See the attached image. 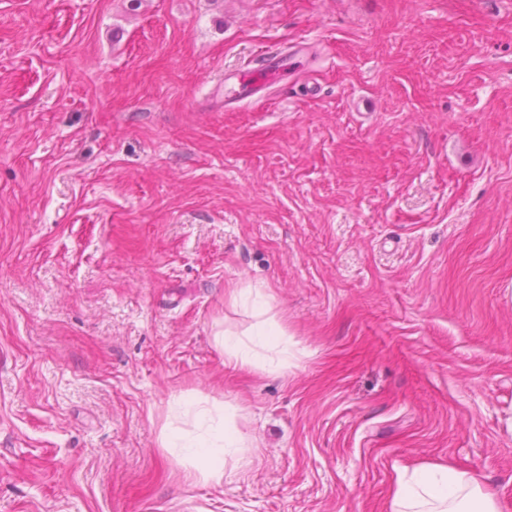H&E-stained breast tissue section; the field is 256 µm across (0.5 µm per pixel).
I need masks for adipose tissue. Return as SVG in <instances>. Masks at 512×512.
I'll return each instance as SVG.
<instances>
[{
	"label": "adipose tissue",
	"mask_w": 512,
	"mask_h": 512,
	"mask_svg": "<svg viewBox=\"0 0 512 512\" xmlns=\"http://www.w3.org/2000/svg\"><path fill=\"white\" fill-rule=\"evenodd\" d=\"M233 304L244 306L250 319L241 331L215 336L224 361L239 368L280 371L288 366V335L263 288H233ZM173 423L163 427L160 445L176 459L187 478L222 484L227 459L244 462L249 443L222 403L192 394L174 395L169 403ZM390 512H499L497 491L474 474L435 464L398 471L391 490Z\"/></svg>",
	"instance_id": "obj_1"
}]
</instances>
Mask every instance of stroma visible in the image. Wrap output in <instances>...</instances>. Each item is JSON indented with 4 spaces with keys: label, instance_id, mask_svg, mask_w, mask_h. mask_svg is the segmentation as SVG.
<instances>
[{
    "label": "stroma",
    "instance_id": "stroma-1",
    "mask_svg": "<svg viewBox=\"0 0 512 512\" xmlns=\"http://www.w3.org/2000/svg\"><path fill=\"white\" fill-rule=\"evenodd\" d=\"M249 285L283 371L214 341ZM180 393L236 411L222 484ZM437 463L512 512V0H0V512H388ZM258 67L238 70L224 75V102L241 103L257 96L270 77L278 75L281 68L276 51L266 50L259 54ZM169 412L189 420V427L173 422L163 427L160 447L167 449L185 471L201 483L222 484L227 458L244 462L249 443L226 413L223 402H209L192 394L173 395Z\"/></svg>",
    "mask_w": 512,
    "mask_h": 512
}]
</instances>
